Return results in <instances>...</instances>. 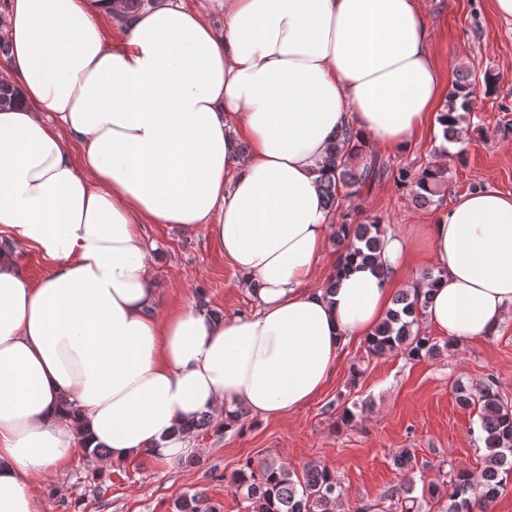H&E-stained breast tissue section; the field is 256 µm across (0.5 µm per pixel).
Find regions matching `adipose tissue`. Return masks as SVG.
<instances>
[{
  "label": "adipose tissue",
  "mask_w": 512,
  "mask_h": 512,
  "mask_svg": "<svg viewBox=\"0 0 512 512\" xmlns=\"http://www.w3.org/2000/svg\"><path fill=\"white\" fill-rule=\"evenodd\" d=\"M223 16L215 27L210 15ZM0 41V226L47 264L0 252V512L75 446L102 470L191 451L204 415L234 426L313 399L396 289L431 295L459 342L512 318V193L458 194L416 237L379 227L374 265L323 292L320 170L343 128L408 151L443 81L416 0H9ZM203 232L258 309L157 312L141 227ZM436 280L407 276L417 247Z\"/></svg>",
  "instance_id": "ef3b65f1"
}]
</instances>
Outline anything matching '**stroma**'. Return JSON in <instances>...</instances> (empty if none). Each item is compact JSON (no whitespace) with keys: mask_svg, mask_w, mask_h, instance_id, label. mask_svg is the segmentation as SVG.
I'll use <instances>...</instances> for the list:
<instances>
[{"mask_svg":"<svg viewBox=\"0 0 512 512\" xmlns=\"http://www.w3.org/2000/svg\"><path fill=\"white\" fill-rule=\"evenodd\" d=\"M418 7L446 81L463 72H489L496 84L490 90L477 85L469 117L482 130L464 146L444 145L440 132L428 129L409 151L382 148L379 156L393 168H417L433 162L441 148L452 154L461 149L464 159L447 165V199L476 187L512 192V21L498 18L490 0H418ZM343 207L355 222L377 218L404 235L444 212L414 206L390 179L345 198ZM141 232L160 310L191 305L225 319L256 311L254 297L240 288L234 268L206 235H186L166 224H146ZM429 336L442 350L417 360L400 351L373 355L364 340L349 341L329 382L310 402L280 418L249 413L232 430L213 426L196 433L191 457L170 463L142 453L97 471L79 449L32 490L53 502V512H176L177 499L187 493L202 494L222 512H245L230 479L249 460L284 463L298 475L308 462L326 465L350 508L376 502L387 488L411 478L438 484L453 469L481 474L488 451L478 412L458 405L455 387L490 377L512 406V320L496 335L463 344H448L435 330ZM355 404L363 406L362 417L343 423V410ZM404 448L415 455L410 472L394 464Z\"/></svg>","mask_w":512,"mask_h":512,"instance_id":"1","label":"stroma"}]
</instances>
